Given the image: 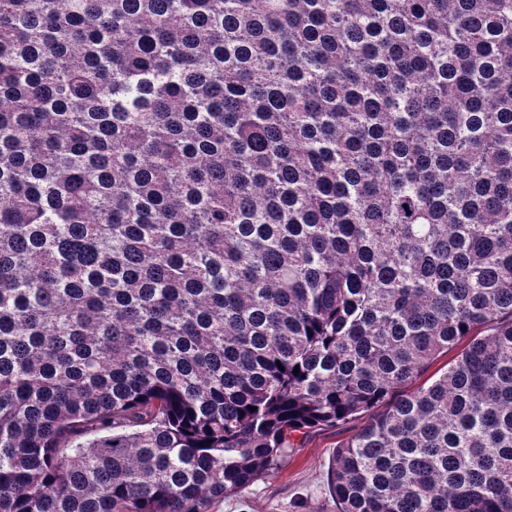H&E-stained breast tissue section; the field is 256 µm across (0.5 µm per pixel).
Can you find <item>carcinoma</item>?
Here are the masks:
<instances>
[{
	"label": "carcinoma",
	"instance_id": "carcinoma-1",
	"mask_svg": "<svg viewBox=\"0 0 512 512\" xmlns=\"http://www.w3.org/2000/svg\"><path fill=\"white\" fill-rule=\"evenodd\" d=\"M362 417L338 512H512V0H0V512Z\"/></svg>",
	"mask_w": 512,
	"mask_h": 512
}]
</instances>
